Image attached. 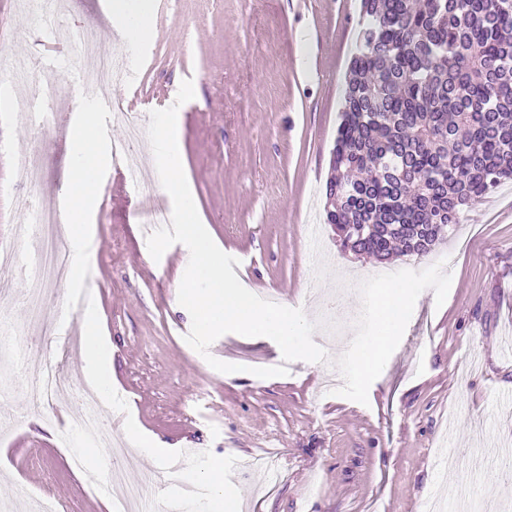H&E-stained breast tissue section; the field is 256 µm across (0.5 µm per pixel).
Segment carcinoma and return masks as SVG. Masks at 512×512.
<instances>
[{"instance_id": "obj_1", "label": "carcinoma", "mask_w": 512, "mask_h": 512, "mask_svg": "<svg viewBox=\"0 0 512 512\" xmlns=\"http://www.w3.org/2000/svg\"><path fill=\"white\" fill-rule=\"evenodd\" d=\"M326 186L342 246L430 252L512 181V0H362Z\"/></svg>"}]
</instances>
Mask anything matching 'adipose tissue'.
Wrapping results in <instances>:
<instances>
[{
	"label": "adipose tissue",
	"mask_w": 512,
	"mask_h": 512,
	"mask_svg": "<svg viewBox=\"0 0 512 512\" xmlns=\"http://www.w3.org/2000/svg\"><path fill=\"white\" fill-rule=\"evenodd\" d=\"M108 7L117 21L124 25L129 41L142 43L153 36L148 22L151 0H110ZM73 166L65 177L66 189L60 200L63 204V222L70 232V249L75 273H82L85 259L92 245L93 236L88 230V220L94 210L99 167L105 157L100 146V136L93 112L79 110L73 125L71 141ZM84 375L103 394L112 390V374L108 364V348L98 332L95 306H87L83 314Z\"/></svg>",
	"instance_id": "1"
}]
</instances>
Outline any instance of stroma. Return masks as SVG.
<instances>
[{
    "instance_id": "obj_1",
    "label": "stroma",
    "mask_w": 512,
    "mask_h": 512,
    "mask_svg": "<svg viewBox=\"0 0 512 512\" xmlns=\"http://www.w3.org/2000/svg\"><path fill=\"white\" fill-rule=\"evenodd\" d=\"M28 0H0V98L17 100L59 75L55 108H96L105 149L126 138L105 110L106 98L84 86L79 43L49 42ZM102 0H68L62 27L94 29L102 52L123 56L136 79L132 98L150 113L174 104L191 79L195 97L180 106L177 142L199 217L216 245L240 262L238 278L259 281L272 302L303 309L317 322L314 342L338 357L337 336L352 339L361 302L358 283L399 270L419 271L449 259L443 305L423 291L403 337L369 389L368 404L330 394L325 363L284 362L270 338L228 333L209 348L239 365L214 370L184 340L189 312L178 302L186 265L166 250L150 256L133 182L117 186L106 160L96 187L95 249L80 279L48 283L45 313L57 329L34 324L21 296L22 277L0 292L9 343L29 350V368L58 366L84 384L78 349L82 308L94 300L108 342L112 386L121 412L101 407L114 439L146 436L168 448L149 459L129 452L124 469L147 502L165 497L175 512H205L209 490L181 480L216 457L238 462L224 482L229 512H428L478 496L481 512L512 506V481L500 478L496 449L512 448V182L460 215L450 237L427 255L379 262L341 248L323 219L330 159L343 88L356 51L360 0H152L154 38L140 46L116 39ZM32 153L38 175L28 191L57 206L68 139L53 126L19 123L0 112V251L27 260L38 237L25 235L34 213L17 205L13 156ZM338 330H330L328 322ZM287 364L283 377L262 379L255 367ZM69 396L33 406L25 382L0 362V505L33 512H111L108 496L87 491L81 473L104 475L106 449L76 430ZM67 447H59L61 433Z\"/></svg>"
}]
</instances>
